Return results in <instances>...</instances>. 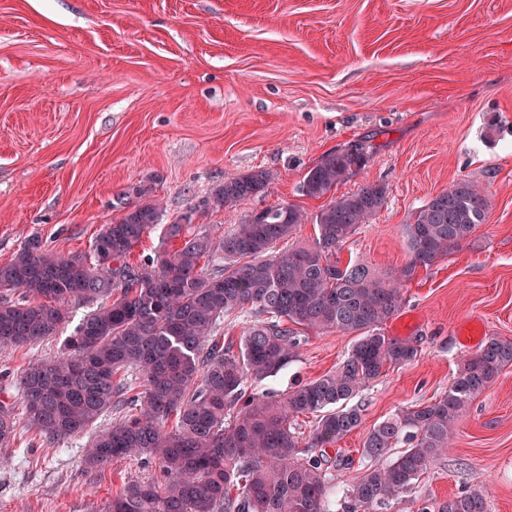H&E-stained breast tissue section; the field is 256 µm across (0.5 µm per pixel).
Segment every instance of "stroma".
Listing matches in <instances>:
<instances>
[{
    "instance_id": "stroma-1",
    "label": "stroma",
    "mask_w": 512,
    "mask_h": 512,
    "mask_svg": "<svg viewBox=\"0 0 512 512\" xmlns=\"http://www.w3.org/2000/svg\"><path fill=\"white\" fill-rule=\"evenodd\" d=\"M360 141L364 166L330 195L300 192L327 153ZM266 170L265 192L197 215L191 233L220 237L256 209L292 204L309 217L284 252L307 245L331 198L385 185L383 207L338 252L382 273L410 261L403 232L430 197L460 179L483 186L486 224L404 282L384 331L421 354L351 401L360 427L334 447L340 499L368 465L373 425L447 390L487 337L512 338V0H0V263L29 237L88 250L143 182L166 217L217 183ZM89 305L56 336L0 348V404L19 406L17 373L65 347ZM354 343L305 332L288 368L256 386L281 395L335 370ZM88 441H47L18 425L0 468V512H105L124 483L155 476L132 459L89 476ZM480 483L491 512H512V368L460 417L432 473L386 512H418Z\"/></svg>"
}]
</instances>
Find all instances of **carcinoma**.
Here are the masks:
<instances>
[{
	"label": "carcinoma",
	"mask_w": 512,
	"mask_h": 512,
	"mask_svg": "<svg viewBox=\"0 0 512 512\" xmlns=\"http://www.w3.org/2000/svg\"><path fill=\"white\" fill-rule=\"evenodd\" d=\"M355 142L323 156L302 182L319 198L365 163ZM271 180L250 171L215 185L201 202L165 225L168 243L147 261L128 262L143 234L162 220L153 187L132 190L123 214L81 254L51 252L28 238L0 263V347L26 348L55 336L74 303L94 306L65 350L34 360L17 375L23 422L61 441L90 430L112 410L121 416L91 435L84 471L103 473L131 458L153 463L160 477L133 482L106 512H331V474L317 448L336 445L361 424L344 404L391 367L420 355L413 340L389 337L383 325L403 303V282L430 268L486 223L484 189L459 179L430 198L404 225L410 261L398 275L362 262L343 266L336 250L382 208L386 189L368 184L330 200L315 216L307 246L275 255V245L305 223L294 205L255 210L215 240L186 229L195 215L236 207L263 193ZM206 263H201V260ZM18 291L16 300L8 294ZM254 310L238 347L224 346V318ZM305 331L356 335L345 359L285 397L249 386L277 375L295 358ZM512 367V338L490 336L460 363L448 391L404 407L374 425L362 455L390 461L369 466L346 489L342 512H378L412 490L451 445L468 405ZM141 375L142 391L124 397L123 372ZM315 417L308 441L293 422ZM13 408L0 405V444L17 428ZM419 512H489L481 487L445 500H424Z\"/></svg>",
	"instance_id": "obj_1"
}]
</instances>
